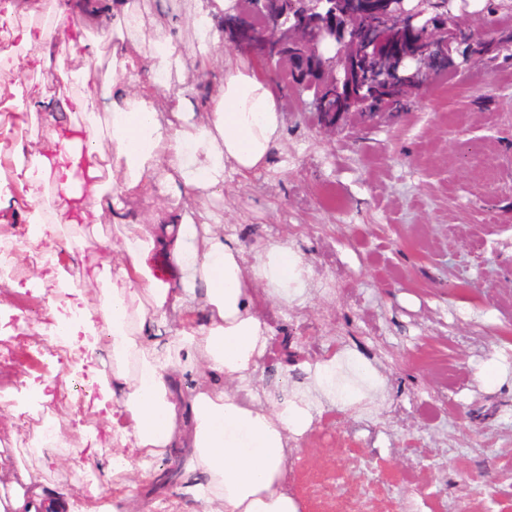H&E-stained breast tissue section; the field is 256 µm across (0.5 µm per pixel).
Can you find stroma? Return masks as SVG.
I'll return each instance as SVG.
<instances>
[{
	"label": "stroma",
	"mask_w": 512,
	"mask_h": 512,
	"mask_svg": "<svg viewBox=\"0 0 512 512\" xmlns=\"http://www.w3.org/2000/svg\"><path fill=\"white\" fill-rule=\"evenodd\" d=\"M146 38L170 14L174 41L194 38L188 0H130ZM481 0H454L457 20L498 40L512 34V9L494 18ZM224 64L247 63L279 96L282 136L261 171L226 177L206 201L247 259L283 242L311 267L308 288L289 302L259 297L270 323V349L259 362L255 395L270 410L284 396L305 395L311 428L288 445V487L300 512L328 489L338 512H512V53L448 68L398 112H316L313 95L289 89L281 70L264 64L246 42L234 10L219 24ZM111 62L97 65L63 53L56 69L25 75L36 95L68 100ZM216 72L199 64L173 74L196 111H208ZM75 245L63 254V281L21 255L23 285L0 301V494L31 479L58 512H127L130 499L149 512H205L187 469L189 449L112 473L108 409L89 407L82 431L72 409L60 410L64 453H30L17 422L27 408L70 390L74 374L36 355L40 326L59 284L76 289L84 314L108 295L83 277L116 255L122 228L64 224ZM376 371L377 386L343 373L345 405L315 380L331 359ZM84 468L86 489L67 476Z\"/></svg>",
	"instance_id": "obj_1"
}]
</instances>
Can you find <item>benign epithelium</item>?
<instances>
[{
    "label": "benign epithelium",
    "instance_id": "benign-epithelium-1",
    "mask_svg": "<svg viewBox=\"0 0 512 512\" xmlns=\"http://www.w3.org/2000/svg\"><path fill=\"white\" fill-rule=\"evenodd\" d=\"M431 0H384L377 10L385 34L363 48H357L358 26L348 14L341 11V0H233L232 9L244 10L249 15H262V27L248 30V41L265 48L267 64L288 71V59L277 54L286 37L308 38L313 26L327 30L332 48L324 50L318 40L310 44L314 69L318 79L311 85L314 98L320 97L324 86L336 89L348 109H371L365 86L362 85V68L372 55L396 40L403 30L419 36L414 48L400 49L396 75L411 84L417 91L432 76L435 69L448 57V14L435 15L429 9Z\"/></svg>",
    "mask_w": 512,
    "mask_h": 512
}]
</instances>
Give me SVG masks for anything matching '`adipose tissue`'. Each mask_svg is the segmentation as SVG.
I'll return each mask as SVG.
<instances>
[{
    "label": "adipose tissue",
    "mask_w": 512,
    "mask_h": 512,
    "mask_svg": "<svg viewBox=\"0 0 512 512\" xmlns=\"http://www.w3.org/2000/svg\"><path fill=\"white\" fill-rule=\"evenodd\" d=\"M224 0L194 5L195 38L189 51L172 38L141 40V23L128 0H53L50 21L13 30V42L0 51L8 69H49L58 45L95 57L100 44L111 47L112 66L98 82L70 101L82 121H59L51 101H25V89L11 86L15 103L25 104L30 123H43L47 142L32 150L16 140L12 158H30L29 168H16L18 184L29 191H5L0 174V210L15 214L34 204V187L62 190L67 203L30 227L44 237L53 225H123L124 259L103 263L84 279L85 285L112 278V296L102 320L112 331L116 366L100 377L103 396L111 381L134 376L135 383L120 411L121 443L138 448L141 458L173 447L178 432L173 400V369L203 355L212 370L223 374V387L204 386L189 395L193 450L191 469L207 477L202 495L207 512H299L286 488L288 438L312 424L304 398H284L270 411L256 408L250 381L267 351L270 325L256 309V290L281 300L301 294L308 265L287 244L266 246L254 261L219 229L204 202L229 174L263 168L281 136L282 116L270 80L241 64L221 70L212 86V109L190 112L183 92L159 102L160 89L185 66L186 57L201 65H219L221 36L215 16ZM126 78L118 87V78ZM104 112H96L97 101ZM109 139L112 154L100 158L96 144ZM154 185L158 197L182 200L181 209L151 217L126 213L125 201ZM167 249L178 268V280L154 277L147 260L156 247ZM200 307L203 320L182 328L176 341L148 347L160 335L169 311Z\"/></svg>",
    "instance_id": "ef3b65f1"
}]
</instances>
